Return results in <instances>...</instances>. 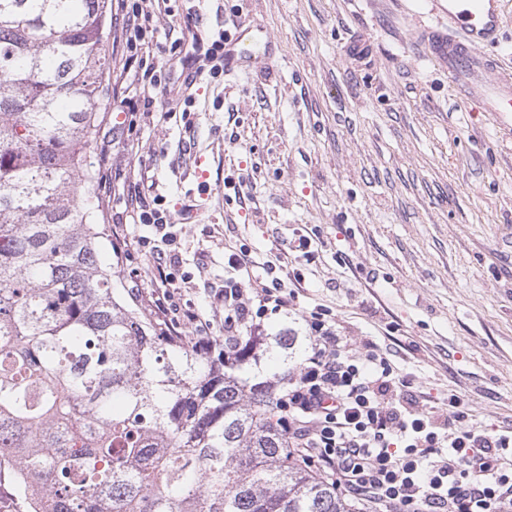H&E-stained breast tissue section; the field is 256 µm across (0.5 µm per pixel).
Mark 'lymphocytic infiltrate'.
Here are the masks:
<instances>
[{
    "label": "lymphocytic infiltrate",
    "mask_w": 512,
    "mask_h": 512,
    "mask_svg": "<svg viewBox=\"0 0 512 512\" xmlns=\"http://www.w3.org/2000/svg\"><path fill=\"white\" fill-rule=\"evenodd\" d=\"M122 19L120 66L113 79L118 90L132 85L160 86L166 75L156 60L154 19L174 15L172 0H116ZM171 47L190 46V61L204 62L206 75H224V40L203 43L192 26L180 29ZM135 223L162 234L160 245L149 237L130 236L126 250L148 255L160 293L153 301L170 333L189 328L200 352L216 345L233 349L240 336L258 333L267 314L295 306L283 279L265 280L253 271L247 248L232 251V277L213 295L224 311L223 336L214 321L180 300L190 282L180 275L181 237L171 231L167 209L137 201ZM310 344L288 375L280 400L281 425L291 453L332 483L357 508L373 512H507L512 506V428L489 430L471 423L461 399L424 402L403 390L396 367L374 349L358 352L342 336L331 313L319 305L307 313Z\"/></svg>",
    "instance_id": "1"
}]
</instances>
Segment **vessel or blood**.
Returning <instances> with one entry per match:
<instances>
[{"instance_id":"obj_1","label":"vessel or blood","mask_w":512,"mask_h":512,"mask_svg":"<svg viewBox=\"0 0 512 512\" xmlns=\"http://www.w3.org/2000/svg\"><path fill=\"white\" fill-rule=\"evenodd\" d=\"M502 0H448V27L429 33L432 60L448 70L449 84L465 99L480 102L485 111L512 116V72L481 53L493 42L503 22ZM272 58V41L252 20L237 23L234 36L224 40V71L239 73Z\"/></svg>"}]
</instances>
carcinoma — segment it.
<instances>
[{
	"label": "carcinoma",
	"instance_id": "cac0c4a2",
	"mask_svg": "<svg viewBox=\"0 0 512 512\" xmlns=\"http://www.w3.org/2000/svg\"><path fill=\"white\" fill-rule=\"evenodd\" d=\"M110 4L0 0V479L20 512H353L280 425L298 337L199 353L102 262Z\"/></svg>",
	"mask_w": 512,
	"mask_h": 512
}]
</instances>
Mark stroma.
Returning <instances> with one entry per match:
<instances>
[{"instance_id":"stroma-1","label":"stroma","mask_w":512,"mask_h":512,"mask_svg":"<svg viewBox=\"0 0 512 512\" xmlns=\"http://www.w3.org/2000/svg\"><path fill=\"white\" fill-rule=\"evenodd\" d=\"M199 30L256 20L276 58L198 80L193 114L126 115L104 95L99 138L124 177L97 192L108 231L127 199L161 196L182 226L188 305L211 316L227 246L289 263L288 242L317 229L291 315L264 333L305 336L321 304L354 346L373 341L416 395L460 397L475 422L512 427V132L460 102L424 29L431 0H179ZM125 114L115 125V114ZM153 182L144 189L143 179ZM242 181L241 193L224 186Z\"/></svg>"}]
</instances>
